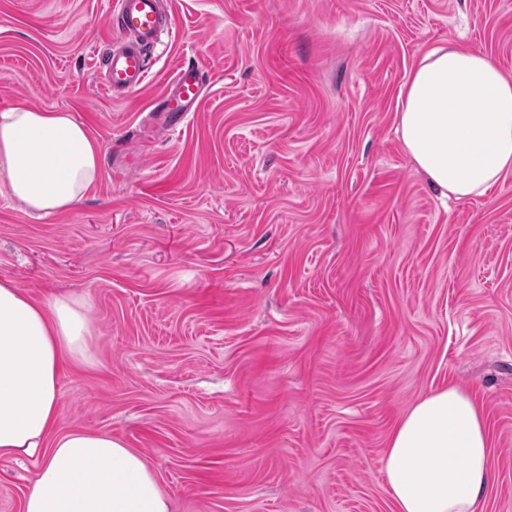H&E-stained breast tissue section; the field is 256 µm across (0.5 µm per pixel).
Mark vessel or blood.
Listing matches in <instances>:
<instances>
[{
  "label": "vessel or blood",
  "instance_id": "1",
  "mask_svg": "<svg viewBox=\"0 0 512 512\" xmlns=\"http://www.w3.org/2000/svg\"><path fill=\"white\" fill-rule=\"evenodd\" d=\"M112 13L118 19L120 37L109 45L101 88L111 99L120 100L146 84L148 54L167 26L168 14L163 0H114ZM202 94L199 69L178 65L157 107L159 120L169 128L187 123Z\"/></svg>",
  "mask_w": 512,
  "mask_h": 512
}]
</instances>
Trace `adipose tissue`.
I'll return each instance as SVG.
<instances>
[{"mask_svg": "<svg viewBox=\"0 0 512 512\" xmlns=\"http://www.w3.org/2000/svg\"><path fill=\"white\" fill-rule=\"evenodd\" d=\"M399 132L442 195H484L512 171V77L484 54L448 44L426 53L400 94ZM101 170V145L71 113L0 112V182L39 216L81 202ZM89 303L40 302L0 279V455L41 456L23 512H171L146 458L106 432L55 435L68 360L92 361ZM394 512H480L491 484L481 406L451 385L416 402L386 442Z\"/></svg>", "mask_w": 512, "mask_h": 512, "instance_id": "1", "label": "adipose tissue"}]
</instances>
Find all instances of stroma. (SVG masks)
<instances>
[{
  "label": "stroma",
  "instance_id": "1",
  "mask_svg": "<svg viewBox=\"0 0 512 512\" xmlns=\"http://www.w3.org/2000/svg\"><path fill=\"white\" fill-rule=\"evenodd\" d=\"M144 88L112 100L109 0H0V112H69L100 141L85 200L27 214L0 183V278L90 303L58 433L141 453L175 512H393L385 440L451 385L482 404L512 512V172L442 201L395 132L453 42L512 76V0H169ZM203 76L176 131L151 111ZM35 459L0 457V512ZM203 94V80L200 70L191 64L178 65L167 92L158 107L152 112L167 128L181 126L191 119L190 112H196Z\"/></svg>",
  "mask_w": 512,
  "mask_h": 512
}]
</instances>
